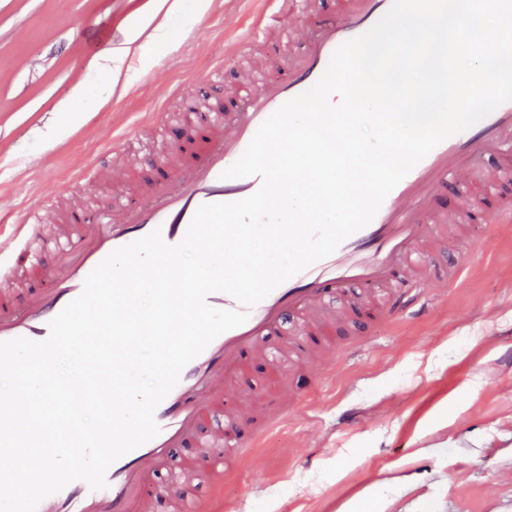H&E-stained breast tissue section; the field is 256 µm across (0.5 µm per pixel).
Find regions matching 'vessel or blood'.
Instances as JSON below:
<instances>
[{
	"label": "vessel or blood",
	"mask_w": 512,
	"mask_h": 512,
	"mask_svg": "<svg viewBox=\"0 0 512 512\" xmlns=\"http://www.w3.org/2000/svg\"><path fill=\"white\" fill-rule=\"evenodd\" d=\"M242 38L265 40L271 32L303 35L301 54L273 53L261 71L244 70L225 93L232 110L208 116L210 133L199 137L186 127L183 143L157 158L156 176L145 199L128 202L107 216L88 205L75 207L71 223L53 238L34 233V225L57 224L53 207L11 220L0 230V282L17 281L20 296L0 294V341L49 335L50 321L84 287L87 275L113 250L161 229L167 244L182 241L204 204L233 202L257 191L261 179L223 178L244 153L259 126L284 103L312 87L326 71L334 51L367 33L390 9L392 0H341L337 19L309 14L307 0H262ZM492 152L495 170L486 179L488 204H476L468 190L474 158ZM512 172V101L498 106L467 130L436 146L387 196L365 228L346 239L330 256L279 285L249 311L247 321L216 339L183 370L178 384L159 404L158 436L116 460L106 488L82 480L44 498L37 512H154L167 496L173 512H219L220 492L193 491L200 473L223 477L247 452L238 436L252 426L256 438L283 425L303 405L302 398L268 401L264 412L249 404L225 409V396L238 392L247 363L278 364L283 358L318 363L334 358V331L370 317L378 325L421 312L425 272L434 251L459 250L466 223L493 231L512 223V206L498 204L504 174ZM459 190L454 215L437 213L432 196L448 186ZM52 254L55 265L43 262ZM210 456L186 461L171 472L172 453L194 443Z\"/></svg>",
	"instance_id": "obj_1"
}]
</instances>
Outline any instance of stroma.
<instances>
[{
  "label": "stroma",
  "mask_w": 512,
  "mask_h": 512,
  "mask_svg": "<svg viewBox=\"0 0 512 512\" xmlns=\"http://www.w3.org/2000/svg\"><path fill=\"white\" fill-rule=\"evenodd\" d=\"M255 0H0V217L61 188L112 211L87 163L126 170L143 190L154 135L145 113L177 122L185 100L218 108L237 73L224 46ZM104 29L105 44L92 33ZM221 68V83L198 73ZM473 263L454 285L433 276L438 309L389 328L344 330L334 361L253 368L239 399L280 389L303 408L226 475L222 512H495L512 504V224L473 226ZM493 266L485 276L483 266Z\"/></svg>",
  "instance_id": "1"
}]
</instances>
